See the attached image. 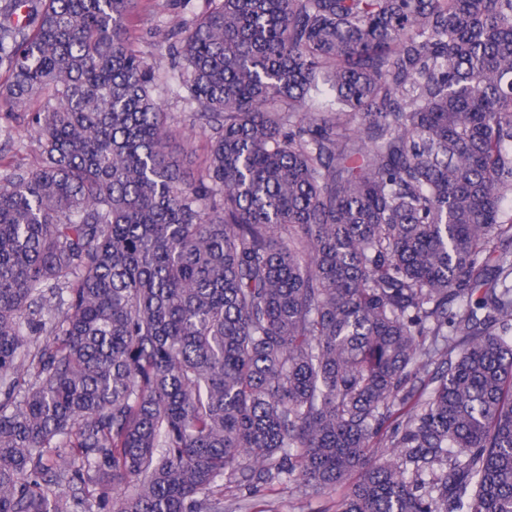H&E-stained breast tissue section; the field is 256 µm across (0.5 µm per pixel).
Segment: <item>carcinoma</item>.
Listing matches in <instances>:
<instances>
[{
  "label": "carcinoma",
  "instance_id": "cac0c4a2",
  "mask_svg": "<svg viewBox=\"0 0 512 512\" xmlns=\"http://www.w3.org/2000/svg\"><path fill=\"white\" fill-rule=\"evenodd\" d=\"M138 3L0 0V512H512V0H207L194 170ZM0 112V179L20 167L26 169L35 164L37 153L27 127L14 118ZM246 492L243 489L241 492L234 490L224 493V512H336V505L341 497L340 492L313 495L302 490L298 484L288 481L274 484L253 498L254 500L239 501L242 497H238ZM252 504L257 508L250 509Z\"/></svg>",
  "mask_w": 512,
  "mask_h": 512
}]
</instances>
